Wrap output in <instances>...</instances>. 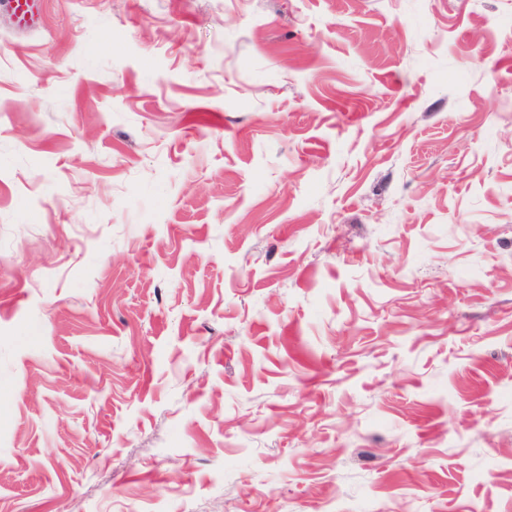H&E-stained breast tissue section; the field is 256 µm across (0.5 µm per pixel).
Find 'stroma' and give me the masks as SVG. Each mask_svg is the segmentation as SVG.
<instances>
[{
    "mask_svg": "<svg viewBox=\"0 0 512 512\" xmlns=\"http://www.w3.org/2000/svg\"><path fill=\"white\" fill-rule=\"evenodd\" d=\"M0 0V512H512V0Z\"/></svg>",
    "mask_w": 512,
    "mask_h": 512,
    "instance_id": "1",
    "label": "stroma"
}]
</instances>
